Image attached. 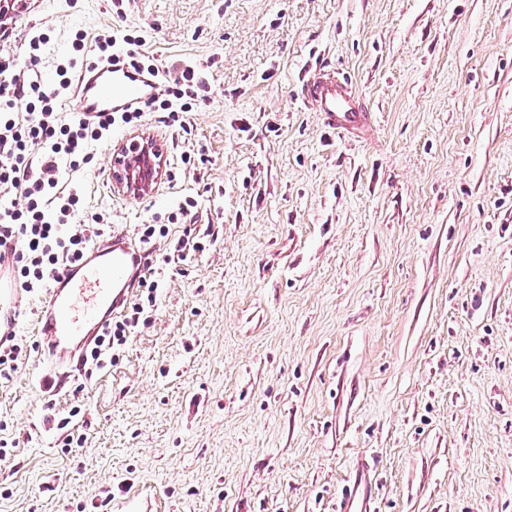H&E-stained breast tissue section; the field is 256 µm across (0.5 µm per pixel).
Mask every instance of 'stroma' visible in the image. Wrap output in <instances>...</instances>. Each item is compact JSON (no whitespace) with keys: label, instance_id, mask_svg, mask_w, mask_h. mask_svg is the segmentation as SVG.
Wrapping results in <instances>:
<instances>
[{"label":"stroma","instance_id":"35a3bbf8","mask_svg":"<svg viewBox=\"0 0 512 512\" xmlns=\"http://www.w3.org/2000/svg\"><path fill=\"white\" fill-rule=\"evenodd\" d=\"M129 27L207 91L185 127H115L65 181L132 236L182 198L198 212L92 380L46 390L32 319L17 329L0 512H339L364 460L371 512H512V0H5L0 55L24 64L48 33L52 78L75 31ZM319 66L369 136L302 105ZM138 132L164 174L113 193ZM157 141L150 136H137L127 143L119 145L115 155V169L112 173V189L118 193L137 197L153 188L152 183L140 181L130 170L128 162L133 157H145L156 178V183L162 175L164 159ZM155 183V184H156ZM152 185V186H151Z\"/></svg>","mask_w":512,"mask_h":512}]
</instances>
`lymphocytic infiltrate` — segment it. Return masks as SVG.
Returning <instances> with one entry per match:
<instances>
[{
  "label": "lymphocytic infiltrate",
  "mask_w": 512,
  "mask_h": 512,
  "mask_svg": "<svg viewBox=\"0 0 512 512\" xmlns=\"http://www.w3.org/2000/svg\"><path fill=\"white\" fill-rule=\"evenodd\" d=\"M48 41L43 32L30 38L25 67L0 60V247L10 246L14 272L33 293L48 290L61 266L81 260L111 225L109 215L101 212L76 222L83 198L77 186L62 185L63 171L83 170L92 160V146L106 142L114 125H136L144 111L163 112L168 121L178 122L206 88L197 67H166L164 92L148 100L145 109L103 112L92 122L77 112L65 116L58 102L71 88L73 70L119 55L133 68L150 69L154 62L137 31L112 30L92 40L79 31L71 53L57 67L58 84L49 87L38 75ZM143 311L136 303L110 321L86 350L84 364L97 371L111 365L113 350L126 344Z\"/></svg>",
  "instance_id": "lymphocytic-infiltrate-1"
}]
</instances>
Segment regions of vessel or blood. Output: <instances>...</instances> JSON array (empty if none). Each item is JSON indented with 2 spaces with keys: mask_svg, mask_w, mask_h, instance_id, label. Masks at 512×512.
Returning <instances> with one entry per match:
<instances>
[{
  "mask_svg": "<svg viewBox=\"0 0 512 512\" xmlns=\"http://www.w3.org/2000/svg\"><path fill=\"white\" fill-rule=\"evenodd\" d=\"M159 86L157 72L133 69L120 61L87 67L75 77L76 108L84 115L130 112L155 95ZM300 99L320 112L327 127L341 133L363 130L370 122L348 80L330 69L319 67L303 77ZM146 255L136 239L116 231L80 262L62 267L34 321L52 371L72 361L74 340L97 334L129 302L135 281L149 271ZM7 267V261L0 260V334L5 336L14 334L26 303L25 288L8 275Z\"/></svg>",
  "mask_w": 512,
  "mask_h": 512,
  "instance_id": "1",
  "label": "vessel or blood"
}]
</instances>
